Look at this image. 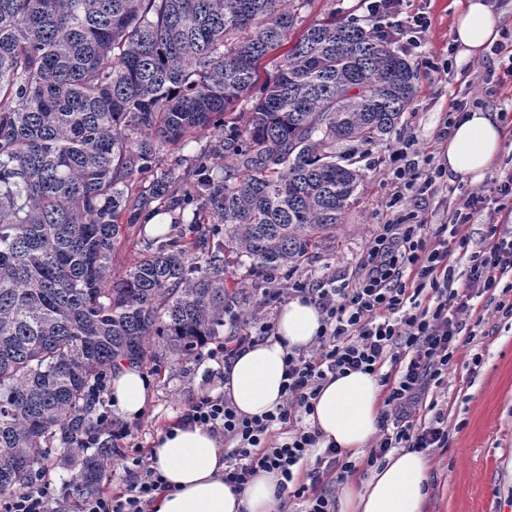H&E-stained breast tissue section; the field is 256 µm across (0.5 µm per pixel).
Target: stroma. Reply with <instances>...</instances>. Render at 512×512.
I'll return each mask as SVG.
<instances>
[{
  "mask_svg": "<svg viewBox=\"0 0 512 512\" xmlns=\"http://www.w3.org/2000/svg\"><path fill=\"white\" fill-rule=\"evenodd\" d=\"M456 9V0H404L398 14L373 15L365 0H312L302 24L337 14L358 19L366 27H384L395 48L417 68L416 92L401 124L385 140L358 148L365 177L342 224L321 238L299 267L280 270V277L352 278L371 235L396 214L418 215L434 227L445 223L448 199L471 191V184L447 173L437 179L434 193L408 194L391 210L386 206L393 192L388 164L390 153L410 142L420 155L429 157L431 167H439L443 142L437 133L456 101H463L470 110L498 112L512 130V78L504 76L500 56L492 52L460 60L451 38ZM417 14L427 19L429 28L420 46L414 47L408 43L405 26ZM220 137L217 129L190 134L183 149L185 161L179 165L171 153H164L178 193L197 184L192 157L210 149ZM146 218L142 209L135 221L125 224L112 253L114 276L123 275L152 246V239L143 232ZM226 286L236 295V311L248 315L262 300L267 280L247 275L233 263L226 270ZM475 356L481 359L476 366L470 363ZM142 372L150 381V392L143 414L131 427L138 441L149 448L198 396L224 391L223 374L211 372L208 364L193 356L176 361L166 354ZM429 396L448 418V446L426 451L434 487L425 512H512V315L488 309L474 342L456 356L445 382L430 387Z\"/></svg>",
  "mask_w": 512,
  "mask_h": 512,
  "instance_id": "obj_1",
  "label": "stroma"
}]
</instances>
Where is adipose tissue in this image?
Segmentation results:
<instances>
[{"label": "adipose tissue", "mask_w": 512, "mask_h": 512, "mask_svg": "<svg viewBox=\"0 0 512 512\" xmlns=\"http://www.w3.org/2000/svg\"><path fill=\"white\" fill-rule=\"evenodd\" d=\"M462 58H477L500 38L499 19L487 0H465L451 28ZM507 134L496 113L477 109L459 115L442 147L449 173L481 181L506 149ZM321 328L317 308L301 299L285 304L276 319V336L250 346L225 370L224 390L246 416H261L283 400L285 357L292 348L310 346ZM149 380L138 369L118 365L112 373V406L127 420L139 417ZM382 387L376 376L353 372L326 382L309 417L324 442L358 458L379 431ZM157 471L167 483L157 494L154 512H273L279 478L258 472L242 492L225 484L224 451L205 428L174 425L152 450ZM430 462L418 451L388 456L383 469L363 484H349L339 512H422L428 498Z\"/></svg>", "instance_id": "1"}]
</instances>
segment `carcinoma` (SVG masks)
Segmentation results:
<instances>
[{"label": "carcinoma", "instance_id": "obj_1", "mask_svg": "<svg viewBox=\"0 0 512 512\" xmlns=\"http://www.w3.org/2000/svg\"><path fill=\"white\" fill-rule=\"evenodd\" d=\"M309 2L0 0V494L50 472L52 447L68 495L98 494L112 367L224 335L229 254L295 268L341 223L364 174L338 147L396 128L414 69L349 18L292 38ZM221 114L231 129L198 156L195 194L175 198L165 171L138 196L155 214L190 204L212 233L112 277L134 175Z\"/></svg>", "mask_w": 512, "mask_h": 512}]
</instances>
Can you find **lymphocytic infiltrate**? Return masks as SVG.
<instances>
[{
    "mask_svg": "<svg viewBox=\"0 0 512 512\" xmlns=\"http://www.w3.org/2000/svg\"><path fill=\"white\" fill-rule=\"evenodd\" d=\"M390 174L392 207L406 192H427L437 179L408 143L393 151ZM491 193L512 198V170L493 177L489 189L469 191L449 203L443 231H430L423 218L409 224L396 217L380 225L353 279L284 283L272 276L258 313L244 319L228 313L229 323H244L245 334L197 351L199 361L228 363L246 345L274 337L271 306L296 298L318 309L322 327L310 347L288 351L284 398L273 411L244 416L225 395L208 393L187 408L185 422L206 427L227 444L225 484L239 491L257 472H276L282 477L277 512H288L294 500L303 503L302 512H335L332 496L319 489L322 478L341 486L359 467L384 465L392 450L447 447L445 414L427 401L429 386L443 383L455 356L475 339V328L484 320L480 297L493 294L512 274V226L491 225L486 248L460 255L467 245L466 227ZM460 264L465 270L459 276L455 268ZM358 371L378 376L386 389L379 433L360 465L337 445L324 444L306 422L328 378ZM423 409L433 416L416 423ZM132 452L131 477L124 486L81 501L76 512H148L164 480L140 446ZM49 503L50 483L39 477L33 486L0 498V512H51Z\"/></svg>",
    "mask_w": 512,
    "mask_h": 512,
    "instance_id": "f902f5d3",
    "label": "lymphocytic infiltrate"
}]
</instances>
